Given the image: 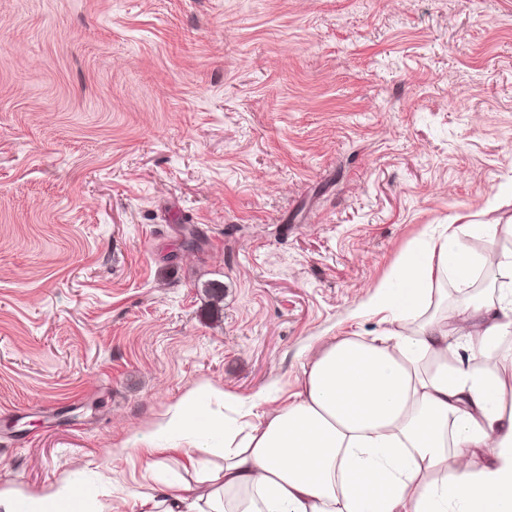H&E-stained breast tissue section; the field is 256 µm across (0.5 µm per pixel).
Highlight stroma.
Segmentation results:
<instances>
[{"label":"stroma","instance_id":"1","mask_svg":"<svg viewBox=\"0 0 512 512\" xmlns=\"http://www.w3.org/2000/svg\"><path fill=\"white\" fill-rule=\"evenodd\" d=\"M510 185L512 0H0V486L142 512L196 473L116 444L206 384L295 389Z\"/></svg>","mask_w":512,"mask_h":512}]
</instances>
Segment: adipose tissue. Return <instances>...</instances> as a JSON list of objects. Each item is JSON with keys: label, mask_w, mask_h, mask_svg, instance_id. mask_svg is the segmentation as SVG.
I'll list each match as a JSON object with an SVG mask.
<instances>
[{"label": "adipose tissue", "mask_w": 512, "mask_h": 512, "mask_svg": "<svg viewBox=\"0 0 512 512\" xmlns=\"http://www.w3.org/2000/svg\"><path fill=\"white\" fill-rule=\"evenodd\" d=\"M496 263L498 298L470 312L429 315L434 285L467 282ZM390 330L338 336L298 352L304 379L293 393L197 389L157 422L140 453H181L197 467L203 442L224 464L195 482L142 497L147 512H512V387L498 364L512 334V254H473L456 234L407 250L366 305ZM464 332L486 367L449 366L450 330ZM221 397L234 411L215 417ZM486 464L473 469L470 459ZM0 512H106L60 481L40 497L0 487Z\"/></svg>", "instance_id": "obj_1"}]
</instances>
